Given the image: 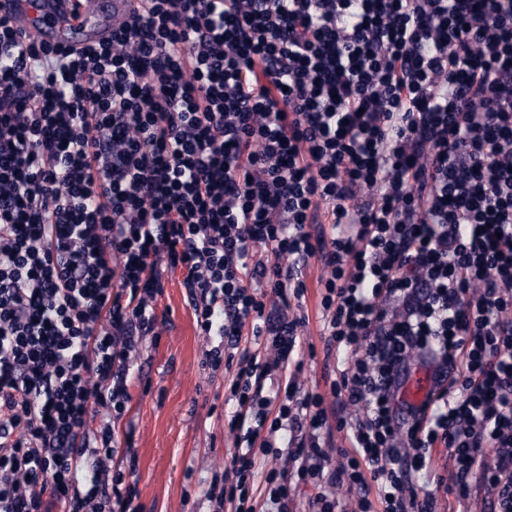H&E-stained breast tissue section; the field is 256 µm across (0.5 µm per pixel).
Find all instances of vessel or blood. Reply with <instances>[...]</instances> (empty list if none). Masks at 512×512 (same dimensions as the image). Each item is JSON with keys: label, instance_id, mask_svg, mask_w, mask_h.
Here are the masks:
<instances>
[{"label": "vessel or blood", "instance_id": "obj_1", "mask_svg": "<svg viewBox=\"0 0 512 512\" xmlns=\"http://www.w3.org/2000/svg\"><path fill=\"white\" fill-rule=\"evenodd\" d=\"M132 5V0H0V15L31 37L79 47L109 38ZM434 386L433 366L415 363L396 388L397 408L422 407Z\"/></svg>", "mask_w": 512, "mask_h": 512}]
</instances>
